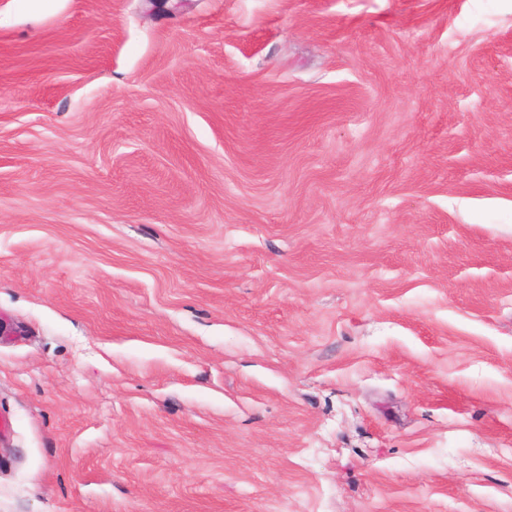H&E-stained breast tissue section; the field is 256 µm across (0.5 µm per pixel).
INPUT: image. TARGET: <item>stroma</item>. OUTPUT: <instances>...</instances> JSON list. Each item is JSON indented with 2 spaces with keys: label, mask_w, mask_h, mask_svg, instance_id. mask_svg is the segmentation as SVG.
<instances>
[{
  "label": "stroma",
  "mask_w": 512,
  "mask_h": 512,
  "mask_svg": "<svg viewBox=\"0 0 512 512\" xmlns=\"http://www.w3.org/2000/svg\"><path fill=\"white\" fill-rule=\"evenodd\" d=\"M0 512H512V0H0Z\"/></svg>",
  "instance_id": "1"
}]
</instances>
